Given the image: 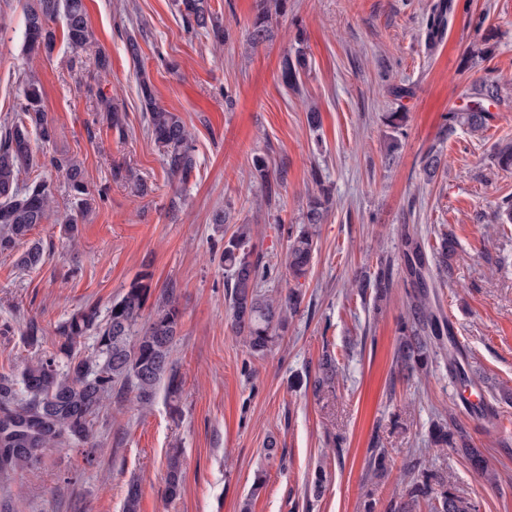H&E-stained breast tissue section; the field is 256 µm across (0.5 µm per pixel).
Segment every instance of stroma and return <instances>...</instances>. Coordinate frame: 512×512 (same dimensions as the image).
<instances>
[{
    "mask_svg": "<svg viewBox=\"0 0 512 512\" xmlns=\"http://www.w3.org/2000/svg\"><path fill=\"white\" fill-rule=\"evenodd\" d=\"M429 0H286L269 40L247 35L256 0H209L230 37L224 45L185 32L173 0H85L87 21L109 60L99 70L93 52L57 40L51 58L26 62L21 52L22 0H0V118L18 102L21 83L35 74L42 106L56 127L50 154L79 161L101 202L79 219L69 243L56 219L38 225L46 260L19 270L0 255V373L23 364L18 329L37 319L46 331L88 303L107 307L143 265L154 277L144 309L153 314L169 284L182 312L175 358L182 378L181 414L172 417L165 393L139 409L110 403L93 426L97 451L57 448L34 469L0 475V503L12 512H123L130 481L141 488L139 512H363L364 500L387 512L401 490L408 450L426 447L434 422L446 420L483 451L489 477L462 454H432L448 485L479 512H512V438L497 421L512 418V224L493 212L512 196V172L498 169L495 144L512 138V0H454L446 36L427 51ZM495 47L481 54L483 30ZM136 37L139 58L127 51ZM304 49L310 68L300 93L280 81L281 61ZM468 69H461L463 54ZM144 69L157 101L187 122L197 169L187 184L169 178L146 131L136 71ZM499 79L503 100L479 135L442 139L444 116L462 107L474 81ZM405 88L395 98L392 87ZM125 117V132L109 129L96 91ZM321 112L309 128L307 106ZM406 112L395 158L385 156L391 130L385 113ZM440 147L448 166L425 181L420 158ZM268 155L285 170L279 199L268 203L251 174L252 158ZM142 176L146 195L113 181V165ZM331 187L332 204L317 227L309 275L294 284L286 268L288 229L300 224L312 171ZM228 224L216 226L215 211ZM250 224L271 266L273 294L299 287L302 303L288 333L264 356L249 354L231 329L220 261L224 237ZM457 241L452 280L438 283L439 303L471 369L484 379L471 402H493L495 416L476 415L460 401L443 360L423 378L399 373L394 354L406 313L405 273L398 260L404 234ZM391 262L394 286L382 304L359 296L355 279ZM334 353L333 392L314 395L324 352ZM275 439L278 454L267 459ZM179 449L184 481L179 498L165 497L168 456ZM386 448L385 476L367 466L370 449ZM324 471L325 487L310 482ZM266 486L249 491L257 472Z\"/></svg>",
    "mask_w": 512,
    "mask_h": 512,
    "instance_id": "obj_1",
    "label": "stroma"
}]
</instances>
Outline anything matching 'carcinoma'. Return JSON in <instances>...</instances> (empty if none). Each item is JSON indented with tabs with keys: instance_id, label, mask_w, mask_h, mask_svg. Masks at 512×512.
Returning <instances> with one entry per match:
<instances>
[{
	"instance_id": "carcinoma-1",
	"label": "carcinoma",
	"mask_w": 512,
	"mask_h": 512,
	"mask_svg": "<svg viewBox=\"0 0 512 512\" xmlns=\"http://www.w3.org/2000/svg\"><path fill=\"white\" fill-rule=\"evenodd\" d=\"M189 33L205 31L216 43L229 38L224 23L209 9L208 0H174ZM283 8L281 0H257L256 13L249 34L260 43L271 33L273 13ZM452 13V0H433L426 17L425 45L432 52L441 43ZM64 22L63 38L76 50L91 45L83 0H28L25 4L23 49L27 57L52 55L56 45L57 18ZM308 69L306 53L298 49L281 63L282 84L297 91ZM139 91L147 131L159 148L167 174L181 183L189 181L197 167L194 136L184 118L159 105L146 78L139 77ZM500 83L486 78L469 93L470 103L448 112L443 136L448 139L459 129L481 133L491 118L488 105L501 101ZM106 121L124 135L123 116L112 100L101 98ZM407 113L393 111L386 115L394 135L386 144L387 155L400 147L396 133L405 125ZM56 130L42 108V92L34 78L24 81L22 98L11 117L0 123V254L16 256V266L32 270L44 263L45 246L30 239L31 231L46 223L53 213V196L49 184L41 178L20 179L33 168H49L65 180L75 200L79 217L63 220L65 233L78 235V218L96 209L97 197L91 192L81 163L57 154L37 155L32 140L46 146L54 141ZM494 164L512 171V140L503 139L494 147ZM442 163V153L429 149L421 158L426 179L435 177ZM253 175L266 189L267 200L276 198V187L283 173L271 174L266 155L252 159ZM112 179L127 184L132 192L144 195L148 185L136 172L122 165L112 166ZM317 193L308 198L303 225L288 233L286 264L288 275L298 282L310 272L317 249L316 226L328 214L330 189L322 176L313 172ZM494 220L512 224V197L498 203ZM456 242L452 234L440 232L430 247L406 235L400 256L408 276L407 314L400 326V340L395 361L407 375L422 376L429 372L433 358L448 355L452 379L462 389L476 387L478 380L470 372L464 353L455 345L447 346L448 319L433 305L431 289L436 287L429 258L437 261L438 277L452 276V259ZM220 260L227 279L225 299L231 313L232 328L252 355L264 356L288 333L289 325L302 303L301 293L291 288L284 296H274L263 289L269 262L252 243L251 228L241 224L224 240ZM153 273L145 265L129 283L125 292L101 312L95 303H87L59 321L54 328L58 336L53 350L44 347L46 331L30 318L21 325L26 361L15 374H0V474L9 475L38 465L54 448L83 447L91 443L94 421L104 414L111 400L131 398L138 406L153 405L160 389L172 401L171 410L179 414L176 399L182 380L174 359V345L180 333L181 311L174 297L175 288L156 305L146 322H141L144 307L151 295ZM391 265L381 266L373 276L356 280L358 292L374 289L375 299L384 297L393 287ZM92 340L86 351V340ZM336 358L325 352L314 377L313 391L319 394L335 388ZM430 445L435 448H459L473 469L488 475L480 449L472 446L461 429H448L437 422L431 432ZM390 451L372 448L368 468L375 474L388 470ZM183 487L182 464L178 454L169 457L165 495L170 501L180 497ZM430 512H477L476 503L451 492L442 476L425 461L414 458L405 468L403 491L389 504L390 512H417L422 506Z\"/></svg>"
}]
</instances>
